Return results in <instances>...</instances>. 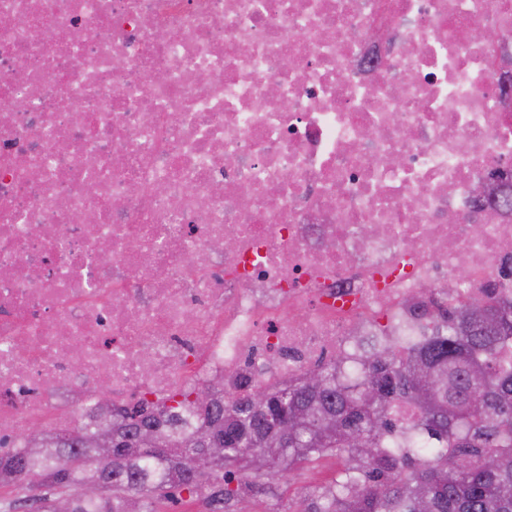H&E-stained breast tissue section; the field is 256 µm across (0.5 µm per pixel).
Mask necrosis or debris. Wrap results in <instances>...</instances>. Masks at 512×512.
Wrapping results in <instances>:
<instances>
[{
  "mask_svg": "<svg viewBox=\"0 0 512 512\" xmlns=\"http://www.w3.org/2000/svg\"><path fill=\"white\" fill-rule=\"evenodd\" d=\"M506 21L0 0V434L84 422L103 386L281 388L422 293L482 296L512 250V212L472 197L512 171V33L470 32Z\"/></svg>",
  "mask_w": 512,
  "mask_h": 512,
  "instance_id": "1",
  "label": "necrosis or debris"
}]
</instances>
